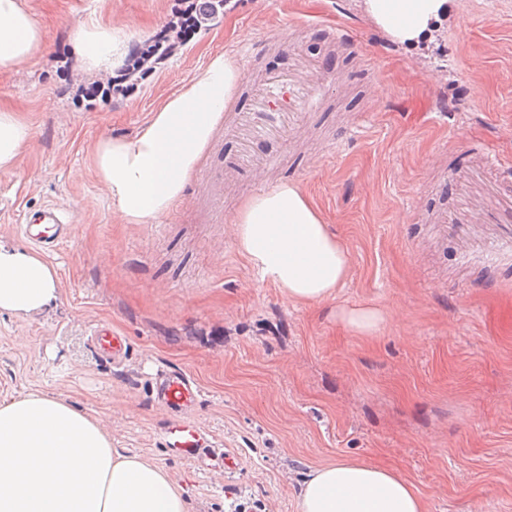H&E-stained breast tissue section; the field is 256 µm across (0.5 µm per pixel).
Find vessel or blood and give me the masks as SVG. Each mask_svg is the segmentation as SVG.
Listing matches in <instances>:
<instances>
[{"mask_svg":"<svg viewBox=\"0 0 512 512\" xmlns=\"http://www.w3.org/2000/svg\"><path fill=\"white\" fill-rule=\"evenodd\" d=\"M324 97V83L318 70L309 63H298L288 72H273L254 88L246 108L235 112L231 130L237 147L224 160V171L247 179L262 162L259 148L273 140L287 139L299 116L316 111ZM74 220L66 210L45 204L24 210L18 226L21 237L44 253H54L70 240ZM92 343L102 354L121 359L128 350L127 337L115 330L97 327ZM158 402L172 414L161 432L164 448L170 455L193 461L207 469L208 440L189 416L198 403L200 388L184 370L162 373L152 389Z\"/></svg>","mask_w":512,"mask_h":512,"instance_id":"obj_1","label":"vessel or blood"}]
</instances>
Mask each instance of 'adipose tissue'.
I'll use <instances>...</instances> for the list:
<instances>
[{
	"mask_svg": "<svg viewBox=\"0 0 512 512\" xmlns=\"http://www.w3.org/2000/svg\"><path fill=\"white\" fill-rule=\"evenodd\" d=\"M448 0H363L365 13L394 41L419 42L447 12ZM130 35L92 17L71 49L87 73L108 71L128 53ZM43 35L24 0H0V71L36 58ZM241 72L231 55L168 96L133 136L98 140L92 152L112 208L126 224H157L195 175L224 117ZM30 125L0 110V170L16 166ZM241 254L289 302L334 298L350 271L349 251L307 195L291 183L248 198L233 220ZM56 271L39 256L0 244V313L29 316L57 304ZM337 321L356 336L379 333L375 305L343 307ZM298 512H426L415 486L395 470L339 458L307 472ZM0 512H189L186 492L157 464L113 448L96 417L45 392L0 403Z\"/></svg>",
	"mask_w": 512,
	"mask_h": 512,
	"instance_id": "adipose-tissue-1",
	"label": "adipose tissue"
}]
</instances>
